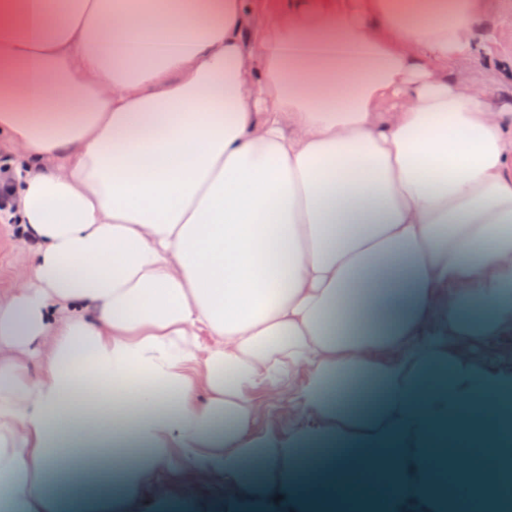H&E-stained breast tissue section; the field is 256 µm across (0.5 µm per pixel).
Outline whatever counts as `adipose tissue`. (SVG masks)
Instances as JSON below:
<instances>
[{
	"label": "adipose tissue",
	"mask_w": 512,
	"mask_h": 512,
	"mask_svg": "<svg viewBox=\"0 0 512 512\" xmlns=\"http://www.w3.org/2000/svg\"><path fill=\"white\" fill-rule=\"evenodd\" d=\"M491 0H0V512L157 482L300 512L512 501V56ZM367 376V413L332 397ZM105 401L98 417L83 402ZM288 395L258 430L256 392ZM344 450L305 481L303 445ZM119 492L62 497L108 445ZM262 457L263 482L247 460ZM23 250V244L1 232L0 234V291L4 294L11 288L12 273L17 257Z\"/></svg>",
	"instance_id": "1"
}]
</instances>
